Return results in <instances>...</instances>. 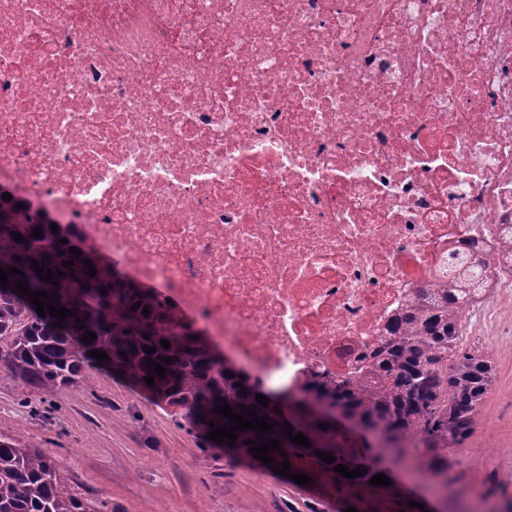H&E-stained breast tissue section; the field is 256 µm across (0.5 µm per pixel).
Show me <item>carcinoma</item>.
I'll return each mask as SVG.
<instances>
[{
	"mask_svg": "<svg viewBox=\"0 0 512 512\" xmlns=\"http://www.w3.org/2000/svg\"><path fill=\"white\" fill-rule=\"evenodd\" d=\"M40 227L44 236L35 238ZM24 236L18 242L11 232ZM71 244L60 242L51 230V222L15 206L0 202V267H15L24 275L32 292L57 293L60 304L73 311L62 327L54 328L57 318L38 315L36 308L21 292L0 288V381L11 380L31 392L23 398L27 405L38 403L56 410L55 398L66 390L83 388L92 375L108 369L173 409V416L186 419L197 430L209 434V423L226 426L229 419L212 412L222 403L232 412L244 414L255 407L258 417L268 416L276 423L274 432L257 434L254 430L237 433L234 449L254 457L245 441L279 440L282 451L269 452L275 462L289 461L291 470L306 474L298 465L303 459L313 461L322 471L335 473L343 464L348 470L358 468L351 462L355 446L348 434L336 428L338 415L351 425L365 447L379 452L364 464L366 474L342 478L355 494L371 488L369 480L381 472L384 453L397 458L409 454L406 437L420 433L422 453L432 471L448 469L449 448H458L472 434L476 417L494 381L489 358L476 350L460 348L462 326L459 310L464 293L454 280L448 287L420 299L410 315L393 329L388 343L374 357L366 377L358 384L322 382L310 398L297 399L286 393L263 392L264 386L246 379L223 356L217 354L203 333L190 322L176 316L154 288L137 284L110 262L91 259L85 252L75 256ZM50 259H44V256ZM42 269H60L64 276H54L60 285L40 279L32 270L31 260ZM92 260L96 275H87L83 261ZM63 261H72L66 268ZM107 289L102 294L101 289ZM141 302L138 309L132 308ZM150 314L143 313V308ZM82 322H76V319ZM85 329H78V325ZM92 331L96 340L86 343L82 335ZM170 341L164 348L161 340ZM156 352L148 354L145 347ZM107 353L109 359L88 355L90 350ZM172 359L168 364L161 357ZM151 359L165 369V377L155 376L145 368ZM233 377H226V373ZM154 376L155 385L143 377ZM264 394L269 405L257 403ZM291 406L297 418L292 427L310 440V446L295 445L285 438L283 415L275 408ZM327 424L322 429L319 423ZM335 456L328 464L315 451ZM0 512H107L72 493L61 473L56 456L38 443L22 444L0 435Z\"/></svg>",
	"mask_w": 512,
	"mask_h": 512,
	"instance_id": "cac0c4a2",
	"label": "carcinoma"
}]
</instances>
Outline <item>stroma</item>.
Returning <instances> with one entry per match:
<instances>
[{"mask_svg":"<svg viewBox=\"0 0 512 512\" xmlns=\"http://www.w3.org/2000/svg\"><path fill=\"white\" fill-rule=\"evenodd\" d=\"M473 339L497 343L490 353L496 379L483 409L486 421L449 449L448 468L436 475L447 497L428 492L403 469H389V486L353 499L344 484L313 474L309 485L248 458L209 448L170 410L148 402L119 378L94 374L85 388L64 393L51 418L21 404L23 390L0 382V434L39 443L59 457L73 493L110 512H507L512 506V455L489 460V442L512 444V332L485 312L465 328Z\"/></svg>","mask_w":512,"mask_h":512,"instance_id":"obj_1","label":"stroma"}]
</instances>
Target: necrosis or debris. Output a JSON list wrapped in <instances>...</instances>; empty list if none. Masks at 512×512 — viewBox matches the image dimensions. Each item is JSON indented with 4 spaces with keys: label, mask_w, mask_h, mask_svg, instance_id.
Listing matches in <instances>:
<instances>
[{
    "label": "necrosis or debris",
    "mask_w": 512,
    "mask_h": 512,
    "mask_svg": "<svg viewBox=\"0 0 512 512\" xmlns=\"http://www.w3.org/2000/svg\"><path fill=\"white\" fill-rule=\"evenodd\" d=\"M0 186L264 386L512 290V0H0Z\"/></svg>",
    "instance_id": "necrosis-or-debris-1"
}]
</instances>
